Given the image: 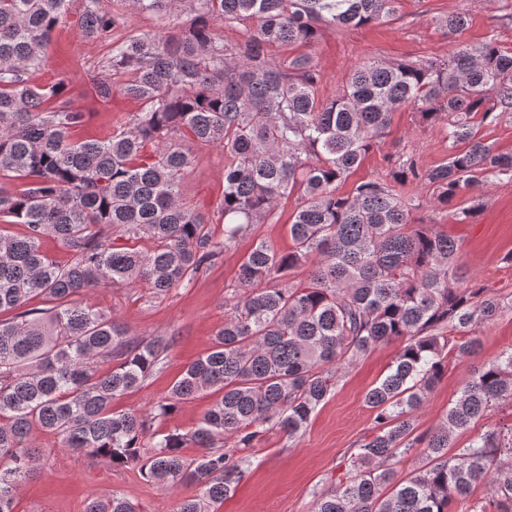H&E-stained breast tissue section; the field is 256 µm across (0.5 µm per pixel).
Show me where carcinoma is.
Segmentation results:
<instances>
[{
  "mask_svg": "<svg viewBox=\"0 0 512 512\" xmlns=\"http://www.w3.org/2000/svg\"><path fill=\"white\" fill-rule=\"evenodd\" d=\"M70 2L0 0V223L25 228L19 236L0 229V314L13 313L0 319V512H15L16 490L37 473L44 449L24 445L35 429L74 452L136 466L149 481L196 488L176 512H214L244 478L245 451L273 429L297 437L339 369L392 342L400 343L396 358L366 394L374 433L359 445L354 472L312 512H452L483 480L490 496L470 512H512V422L448 454L454 432L512 405V351L474 369L439 427L416 434L417 414L450 359L474 354L469 333L504 305L484 288L456 287L459 242L435 230L434 218L412 223L398 190L428 185L438 210L490 177L512 180V156L471 121L512 112V50L488 40L459 44L443 62H369L323 98L310 53H276L309 47L324 25L392 18L400 0H81L89 40L109 36L114 2L153 15L183 4L193 17L178 35L112 45L110 74L90 76L93 91L103 102L119 93L139 110L105 137L77 141L85 113L62 98L64 79L34 81ZM467 23L457 12L441 26L455 34ZM220 24L245 29L226 42ZM402 107L443 123L448 161L423 169L412 157H390L391 181L338 193ZM209 144L228 157L219 240L179 198L195 148ZM294 193L291 248L253 245L212 346L156 405L168 415L208 391L211 408L194 430L146 445L143 415L115 412L112 402L141 386L165 344L132 342L124 324L81 294L138 282L164 296ZM47 237L67 247V263L42 251ZM143 237L154 242L149 252L133 246ZM307 264L309 279L288 283ZM35 296L48 307H27ZM228 437L242 455L219 449ZM188 446L196 457L182 455ZM415 448L427 463L396 480L394 465ZM86 512L141 508L112 493L92 498Z\"/></svg>",
  "mask_w": 512,
  "mask_h": 512,
  "instance_id": "1",
  "label": "carcinoma"
}]
</instances>
